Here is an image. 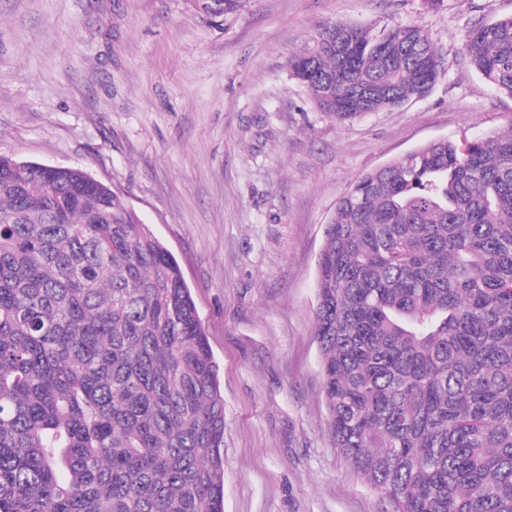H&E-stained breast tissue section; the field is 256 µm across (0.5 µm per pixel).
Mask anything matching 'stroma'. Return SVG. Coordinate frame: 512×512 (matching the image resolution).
Listing matches in <instances>:
<instances>
[{
  "label": "stroma",
  "instance_id": "1",
  "mask_svg": "<svg viewBox=\"0 0 512 512\" xmlns=\"http://www.w3.org/2000/svg\"><path fill=\"white\" fill-rule=\"evenodd\" d=\"M512 0H0V155L79 166L175 256L224 396V512H392L334 447L314 336L317 259L339 196L428 142L512 122L464 54ZM420 25L430 92L339 122L289 61L326 23ZM195 9L207 18H216L234 11L239 0H193Z\"/></svg>",
  "mask_w": 512,
  "mask_h": 512
}]
</instances>
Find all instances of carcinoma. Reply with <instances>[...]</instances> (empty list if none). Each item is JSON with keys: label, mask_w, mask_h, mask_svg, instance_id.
<instances>
[{"label": "carcinoma", "mask_w": 512, "mask_h": 512, "mask_svg": "<svg viewBox=\"0 0 512 512\" xmlns=\"http://www.w3.org/2000/svg\"><path fill=\"white\" fill-rule=\"evenodd\" d=\"M238 3L193 0L207 18ZM464 47L512 98V16ZM442 67L416 24H325L290 62L340 121ZM325 238L334 445L393 512H512V125L364 173ZM223 448L219 367L173 254L84 169L0 156V512H224Z\"/></svg>", "instance_id": "carcinoma-1"}]
</instances>
